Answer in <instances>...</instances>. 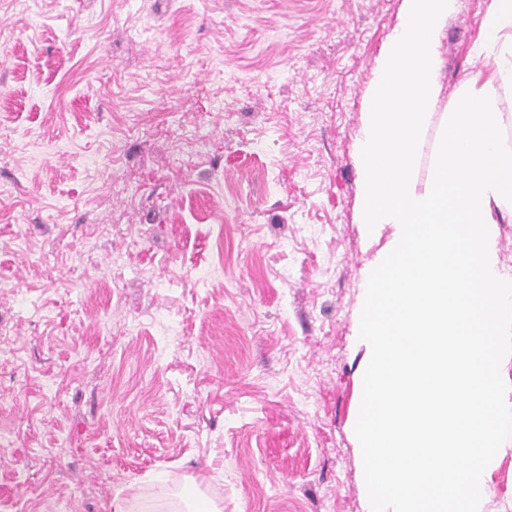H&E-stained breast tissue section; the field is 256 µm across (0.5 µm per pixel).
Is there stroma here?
<instances>
[{
  "label": "stroma",
  "mask_w": 512,
  "mask_h": 512,
  "mask_svg": "<svg viewBox=\"0 0 512 512\" xmlns=\"http://www.w3.org/2000/svg\"><path fill=\"white\" fill-rule=\"evenodd\" d=\"M490 0L442 39L428 181ZM401 0H0V512H370L354 138ZM480 512H512V439Z\"/></svg>",
  "instance_id": "obj_1"
}]
</instances>
